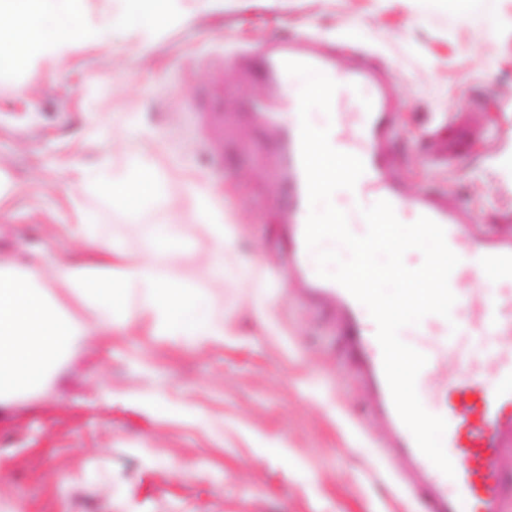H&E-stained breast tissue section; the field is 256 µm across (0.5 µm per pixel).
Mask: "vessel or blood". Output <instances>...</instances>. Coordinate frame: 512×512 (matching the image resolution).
Here are the masks:
<instances>
[{
	"mask_svg": "<svg viewBox=\"0 0 512 512\" xmlns=\"http://www.w3.org/2000/svg\"><path fill=\"white\" fill-rule=\"evenodd\" d=\"M308 63L337 84L332 103L338 112L330 142L365 165L354 194L388 200L398 219L428 216L445 230L448 246L460 258L450 275L456 296L450 318L428 315L414 331L419 352L428 358L416 380L418 393L441 400L448 427L443 438L451 448L454 476H446L420 451L394 407L383 371V354L375 327L360 318L359 302L340 284L309 275L311 254L304 241L309 212L301 161L299 103L283 82V63ZM255 70L268 88L266 98L242 103L241 115L274 135L277 211L286 225L278 238L280 285L299 286L306 301L334 324L353 367L370 393L367 417L383 429L385 457L402 462L403 481L421 512H505L512 501V227L478 223L472 210L444 190L411 192L393 171L391 146L401 109V93L389 67L355 50L341 59L339 46L315 38L280 39L257 53ZM370 88V97L351 106L345 89ZM493 271L511 287L493 303L480 294V274ZM486 346L471 357V339ZM458 363L449 372V363Z\"/></svg>",
	"mask_w": 512,
	"mask_h": 512,
	"instance_id": "obj_1",
	"label": "vessel or blood"
}]
</instances>
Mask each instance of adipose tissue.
<instances>
[{"label":"adipose tissue","mask_w":512,"mask_h":512,"mask_svg":"<svg viewBox=\"0 0 512 512\" xmlns=\"http://www.w3.org/2000/svg\"><path fill=\"white\" fill-rule=\"evenodd\" d=\"M116 2L104 21L94 23L83 18L84 0H0V71L58 58L73 43L102 41L111 34L134 36L139 51L148 35L167 28L176 15L174 0ZM127 156L125 170L84 169L77 183L134 215L157 193L160 179L141 150H129ZM175 215L169 204L152 223L141 225L139 250L129 258L122 249L99 242L93 232L96 217L84 211L80 223L88 246L103 253L104 261L55 262L50 279L38 263L0 267V400L42 385L92 336L125 327L131 307L150 320L155 335L197 345L223 340L224 322L210 310L205 294L157 264L160 255L186 243L185 227ZM51 280L81 302V316L69 314L50 296Z\"/></svg>","instance_id":"1"}]
</instances>
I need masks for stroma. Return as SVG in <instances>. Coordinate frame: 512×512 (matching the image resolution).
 Masks as SVG:
<instances>
[{"instance_id": "35a3bbf8", "label": "stroma", "mask_w": 512, "mask_h": 512, "mask_svg": "<svg viewBox=\"0 0 512 512\" xmlns=\"http://www.w3.org/2000/svg\"><path fill=\"white\" fill-rule=\"evenodd\" d=\"M301 33L390 64L393 154L413 190L453 192L479 223L512 225V0L480 25L448 0H181L143 55L114 35L0 73V266L88 257L82 209L134 255L154 205L133 219L72 182L80 168L122 169L136 143L186 226L184 250L159 264L193 279L229 329L198 347L134 314L41 388L0 401V512H418L380 461L378 426L356 429L368 392L328 318L260 278L280 262L272 136L237 112L267 89L224 53ZM435 126L454 165L424 138ZM191 181L221 200L233 237L221 279L196 276L212 240Z\"/></svg>"}]
</instances>
